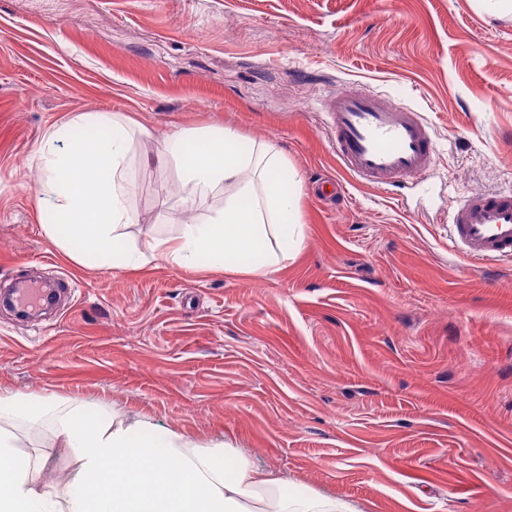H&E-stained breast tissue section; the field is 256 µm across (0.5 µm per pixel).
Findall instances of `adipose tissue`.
<instances>
[{
  "label": "adipose tissue",
  "mask_w": 512,
  "mask_h": 512,
  "mask_svg": "<svg viewBox=\"0 0 512 512\" xmlns=\"http://www.w3.org/2000/svg\"><path fill=\"white\" fill-rule=\"evenodd\" d=\"M230 128L173 129L157 140L147 161L174 165L187 193L223 189L224 205L207 220H189L179 235L153 237L152 257L178 268L221 269L259 277L276 271L304 242L301 178L277 145L242 148ZM128 122L109 113H85L53 127L31 162L42 171L35 193L45 230L78 263L93 261L135 270L123 228L131 180ZM54 417L58 447L77 466L59 492L46 476L56 455L22 452L15 425L33 406ZM0 512H355L344 500L293 492L281 474L216 441L201 446L176 431L160 434L145 422L116 420L113 412L74 400L0 393Z\"/></svg>",
  "instance_id": "obj_1"
}]
</instances>
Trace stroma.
I'll return each instance as SVG.
<instances>
[{
    "label": "stroma",
    "mask_w": 512,
    "mask_h": 512,
    "mask_svg": "<svg viewBox=\"0 0 512 512\" xmlns=\"http://www.w3.org/2000/svg\"><path fill=\"white\" fill-rule=\"evenodd\" d=\"M352 89L423 113L426 182L384 193L342 167L325 104ZM86 112L138 124L131 249L181 230L179 174L144 153L220 125L297 169L301 250L261 279L71 260L26 159ZM507 190L512 14L481 0H0V282L68 290L34 324L0 311V392L224 441L359 512H512V258L471 265L448 226Z\"/></svg>",
    "instance_id": "35a3bbf8"
}]
</instances>
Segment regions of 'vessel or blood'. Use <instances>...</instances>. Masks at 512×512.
Returning <instances> with one entry per match:
<instances>
[{"mask_svg": "<svg viewBox=\"0 0 512 512\" xmlns=\"http://www.w3.org/2000/svg\"><path fill=\"white\" fill-rule=\"evenodd\" d=\"M336 155L357 180L386 191L399 180L425 179L433 166V141L423 116L369 92L329 99ZM450 240L474 262L512 255V196L483 194L465 200L449 220ZM44 293L35 285L15 290L17 310H35Z\"/></svg>", "mask_w": 512, "mask_h": 512, "instance_id": "vessel-or-blood-1", "label": "vessel or blood"}]
</instances>
